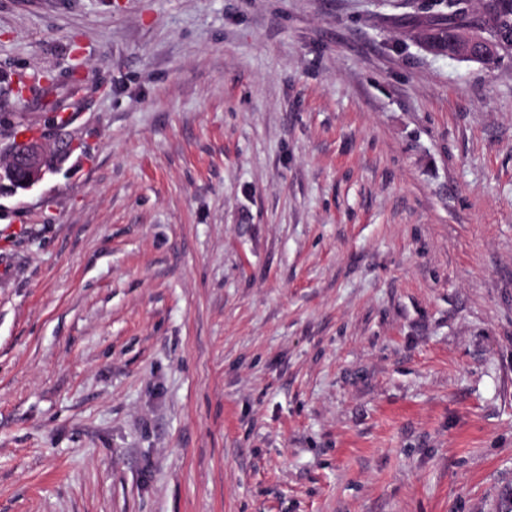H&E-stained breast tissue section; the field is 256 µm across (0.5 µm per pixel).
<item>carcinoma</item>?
<instances>
[{"label":"carcinoma","mask_w":512,"mask_h":512,"mask_svg":"<svg viewBox=\"0 0 512 512\" xmlns=\"http://www.w3.org/2000/svg\"><path fill=\"white\" fill-rule=\"evenodd\" d=\"M448 12L441 21L420 31L419 41L428 50L441 54L453 50L459 33L466 28L490 30L494 46L512 44V0H485L483 12L469 13L465 0H441Z\"/></svg>","instance_id":"cac0c4a2"}]
</instances>
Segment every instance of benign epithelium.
Returning <instances> with one entry per match:
<instances>
[{
	"label": "benign epithelium",
	"instance_id": "obj_1",
	"mask_svg": "<svg viewBox=\"0 0 512 512\" xmlns=\"http://www.w3.org/2000/svg\"><path fill=\"white\" fill-rule=\"evenodd\" d=\"M70 155L62 140L50 147L39 139H21L10 149L8 164L0 166V196L28 192L45 174L60 167Z\"/></svg>",
	"mask_w": 512,
	"mask_h": 512
}]
</instances>
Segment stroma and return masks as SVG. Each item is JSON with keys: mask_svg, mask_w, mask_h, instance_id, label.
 I'll return each instance as SVG.
<instances>
[{"mask_svg": "<svg viewBox=\"0 0 512 512\" xmlns=\"http://www.w3.org/2000/svg\"><path fill=\"white\" fill-rule=\"evenodd\" d=\"M428 0H0V512H512V46ZM69 155L70 148L63 140L53 147L39 139L16 141L10 149L8 164L0 166V196L32 190L47 172L60 167Z\"/></svg>", "mask_w": 512, "mask_h": 512, "instance_id": "obj_1", "label": "stroma"}]
</instances>
